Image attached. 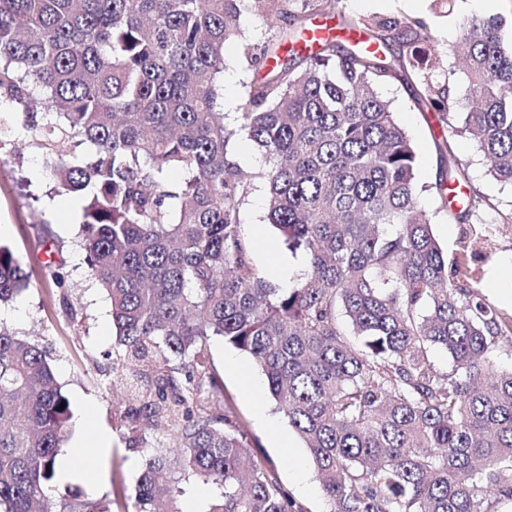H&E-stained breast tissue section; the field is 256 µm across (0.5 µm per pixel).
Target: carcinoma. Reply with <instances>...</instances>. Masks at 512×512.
<instances>
[{"instance_id":"1","label":"carcinoma","mask_w":512,"mask_h":512,"mask_svg":"<svg viewBox=\"0 0 512 512\" xmlns=\"http://www.w3.org/2000/svg\"><path fill=\"white\" fill-rule=\"evenodd\" d=\"M336 0H0V104L13 103L60 193L85 197L89 274L107 291L120 380L135 393L131 440L176 424L174 446L145 455L135 512H182L179 483L221 489L209 512H305L242 428L195 408L220 391L208 372L213 336L249 355L277 409L309 449L331 512H490L512 500V370L488 355L512 349V313L486 302L469 274L492 233L486 198L462 164L446 163L436 212L477 224L448 260L421 205L416 152L379 87L418 83L416 101L448 126L455 71L438 81L420 18L342 22L345 39L298 49L312 17ZM276 45H242L267 69L238 127L224 125V53L242 14ZM502 17L464 20L448 44L472 106L466 135L512 184V40ZM399 55L386 62L390 44ZM243 133L265 153L268 219L304 256L295 285L253 263L240 209L251 179L228 155ZM172 169L184 170L179 184ZM29 287L0 243V304ZM444 350L448 370L429 353ZM181 361L180 367L170 363ZM69 402L51 358L0 327V512H109L81 486L59 485Z\"/></svg>"}]
</instances>
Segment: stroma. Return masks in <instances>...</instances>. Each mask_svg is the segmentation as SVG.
Masks as SVG:
<instances>
[{
    "label": "stroma",
    "mask_w": 512,
    "mask_h": 512,
    "mask_svg": "<svg viewBox=\"0 0 512 512\" xmlns=\"http://www.w3.org/2000/svg\"><path fill=\"white\" fill-rule=\"evenodd\" d=\"M504 17L512 27V0H496L494 9L475 0H452L446 14L432 7V0H336L338 20L382 17H420L426 20L433 38L440 44L454 41L463 18ZM240 33L226 48L223 104L226 124L245 102L250 83L260 80L261 71L251 69L240 51L242 42L261 44L272 36L269 27L250 15H242ZM381 94L392 103L395 118L409 136L417 155V179L434 185L440 173V154L433 130L432 115L420 112L414 90L391 81ZM11 124L0 136V226L6 231L0 242L9 245L30 275V286L12 302L0 306V324L27 337L48 351L62 394L70 402L69 440L93 441L98 432H107L111 445L97 452V481L89 495L108 503L111 512H133L134 487L143 455L158 444H171L170 430L148 434L146 443H132L127 429L130 401L122 386H111L113 348L111 305L106 292L89 275L86 253L80 244L82 208L65 211L69 196L54 190L46 175L39 151L30 145L23 116L16 105L0 106ZM449 143L455 159L470 178V186L487 196L493 209L483 210L484 218L512 212V184L496 181L474 143L453 136ZM240 219L245 236L256 237L255 265L280 287L289 288L304 267L301 255L292 254L280 234L267 219L263 188H255L246 199ZM55 261L65 276L64 288L47 282V263ZM512 266V235L496 236L481 260L472 263L481 291L495 307L512 310L506 297L512 280L503 275ZM209 366L219 377L223 392L208 401L209 407H224L239 421L253 454L274 466L277 478L306 512H330L331 506L317 482L311 456L304 442L279 414L267 390L250 396L242 379L228 369L229 360L251 365V358L212 338L208 343Z\"/></svg>",
    "instance_id": "obj_1"
}]
</instances>
